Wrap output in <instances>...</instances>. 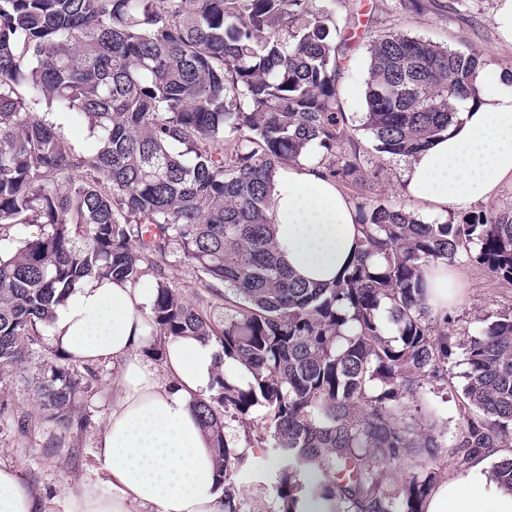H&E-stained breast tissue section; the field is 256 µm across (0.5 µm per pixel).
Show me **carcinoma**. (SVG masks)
<instances>
[{"label": "carcinoma", "instance_id": "obj_1", "mask_svg": "<svg viewBox=\"0 0 512 512\" xmlns=\"http://www.w3.org/2000/svg\"><path fill=\"white\" fill-rule=\"evenodd\" d=\"M357 27L316 0H0V230L37 227L0 253V367H31L81 280L136 284L167 253L195 264L204 287L231 293L224 311L187 306L160 272L150 329L213 338L251 370L248 388L219 375L194 406L224 512L237 510L239 463L225 409L266 410L287 510L303 493L334 512H423L446 459L462 470L512 448V308L463 345L457 427L416 431L424 415L437 422L421 399L448 385L455 347L432 318L426 270L464 253L512 282V212L426 223L369 203L373 156L348 136L338 89ZM370 56L364 125L380 153L426 150L475 94L470 50L389 30ZM51 109L87 120L92 155L63 147ZM301 157L361 199L362 248L331 284L292 276L267 217L276 171ZM59 359L32 379L67 433L83 426L75 411L95 374ZM413 448L401 486L384 484ZM493 471L512 487V458Z\"/></svg>", "mask_w": 512, "mask_h": 512}]
</instances>
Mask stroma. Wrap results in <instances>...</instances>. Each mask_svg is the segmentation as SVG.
<instances>
[{"mask_svg":"<svg viewBox=\"0 0 512 512\" xmlns=\"http://www.w3.org/2000/svg\"><path fill=\"white\" fill-rule=\"evenodd\" d=\"M495 8L496 0H435L434 7L419 13L401 9L398 0H336L334 4L336 14L342 17L372 12L380 31L395 28L451 49L468 47L480 56L485 69L498 77L501 87L510 90L512 48L497 33ZM369 63V42L363 39L351 53L339 89L350 136L370 149L374 141L363 127ZM404 164L402 158L375 154V200L408 206L427 222L436 220V213L404 195ZM453 268L461 295L449 304L444 327L457 343L448 363L452 382L440 393L427 396L438 416L452 426L459 422L457 404L466 384L461 342L478 334L497 313L512 307V282L495 277L464 255L455 260ZM160 270L168 285L192 307L223 305L222 291L203 287L194 266L176 255L157 258L144 274L152 278ZM93 370L95 377L77 407L84 427L64 433L45 419L28 373L17 368L0 369V400L9 403L8 413L0 414V467L19 469L30 492L42 501L44 512H73L74 501L88 482L98 483L102 494L110 492L98 471L96 441L112 407L115 370L108 363L94 365ZM263 413V408L256 407L244 418L237 414L224 417V438L242 458L233 476L239 512H282L277 472L270 464L273 440Z\"/></svg>","mask_w":512,"mask_h":512,"instance_id":"1","label":"stroma"}]
</instances>
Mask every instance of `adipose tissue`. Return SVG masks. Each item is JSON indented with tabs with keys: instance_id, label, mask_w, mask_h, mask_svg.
Here are the masks:
<instances>
[{
	"instance_id": "ef3b65f1",
	"label": "adipose tissue",
	"mask_w": 512,
	"mask_h": 512,
	"mask_svg": "<svg viewBox=\"0 0 512 512\" xmlns=\"http://www.w3.org/2000/svg\"><path fill=\"white\" fill-rule=\"evenodd\" d=\"M477 96L466 101L458 121L418 157L403 175L409 199L440 212H459L493 200L512 186V91L496 88L477 71ZM269 218L280 253L307 282L336 279L353 260L360 233L357 211L345 191L319 176L311 162L279 169ZM156 284L87 279L67 294L55 312L49 343L83 364L112 362V410L97 439V462L110 495L83 485L76 512H224V486L215 455L193 404L209 393L215 376L244 387L248 369L221 346L199 337L167 342L161 369L139 351ZM487 449L470 467L449 474L426 497L424 512H512V489L489 475ZM41 504L10 468H0V512H40Z\"/></svg>"
}]
</instances>
